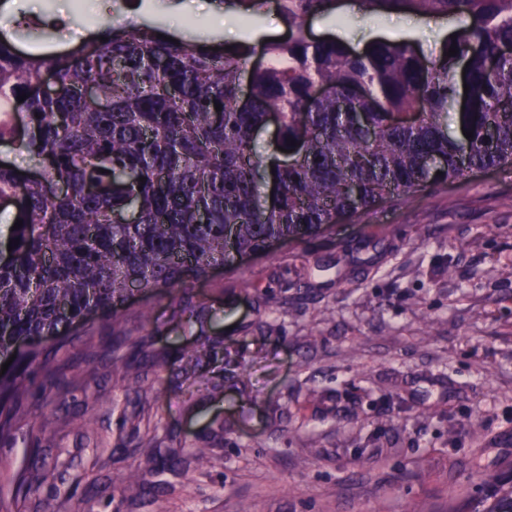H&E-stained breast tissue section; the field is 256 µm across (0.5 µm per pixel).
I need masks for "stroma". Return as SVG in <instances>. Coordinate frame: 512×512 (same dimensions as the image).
Masks as SVG:
<instances>
[{"mask_svg":"<svg viewBox=\"0 0 512 512\" xmlns=\"http://www.w3.org/2000/svg\"><path fill=\"white\" fill-rule=\"evenodd\" d=\"M183 31L287 38L275 9L227 30L195 0ZM311 38L352 50L445 39L407 12L308 19ZM205 309L203 331L178 301ZM210 386L179 359L201 334ZM165 352L139 380L132 345ZM57 373L0 439V500L12 512H448L484 476L512 472V168L386 202L332 232L215 269L189 292L129 295L42 344ZM183 446L141 499L119 495L142 450ZM196 448L213 462L198 466ZM201 336H205V339L200 346L202 353H196L182 357V360L184 361L182 369L185 372L188 379L196 377L197 367L200 363L201 356L210 357L211 355H217L216 349L219 347H224L223 337L216 336L214 338H211L207 336L205 333L201 334Z\"/></svg>","mask_w":512,"mask_h":512,"instance_id":"stroma-1","label":"stroma"}]
</instances>
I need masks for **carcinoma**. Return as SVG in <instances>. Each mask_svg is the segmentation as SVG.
<instances>
[{
    "instance_id": "carcinoma-1",
    "label": "carcinoma",
    "mask_w": 512,
    "mask_h": 512,
    "mask_svg": "<svg viewBox=\"0 0 512 512\" xmlns=\"http://www.w3.org/2000/svg\"><path fill=\"white\" fill-rule=\"evenodd\" d=\"M332 2L279 0L288 40L231 49L215 36L159 39L166 31L147 19L98 29L77 55L24 50L0 28V145L35 165L0 166V208L22 220L7 228L19 244L0 251V356L13 359L0 376V438L27 400L29 369L40 364L45 385L55 374L39 348L16 347L90 316L115 321L131 283L186 289L233 251L328 233L469 170L512 167V57L488 65L512 45V0H361L367 14L457 17L442 51L458 53L426 62L409 42L355 55L307 39L304 20ZM257 53L264 65L251 68ZM315 84L330 95L312 97ZM417 106L419 123L395 120ZM272 109L275 149L260 154ZM130 209L134 221L114 222ZM200 335L201 353L182 357L190 379L224 346ZM482 487L464 512H512L511 477Z\"/></svg>"
}]
</instances>
